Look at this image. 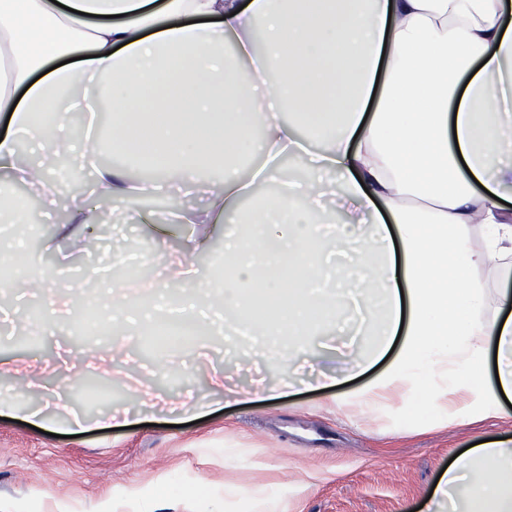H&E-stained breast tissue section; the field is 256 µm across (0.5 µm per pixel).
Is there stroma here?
<instances>
[{
    "instance_id": "1",
    "label": "stroma",
    "mask_w": 512,
    "mask_h": 512,
    "mask_svg": "<svg viewBox=\"0 0 512 512\" xmlns=\"http://www.w3.org/2000/svg\"><path fill=\"white\" fill-rule=\"evenodd\" d=\"M28 221L39 225L25 250L57 273L72 312L53 336L17 340L20 322L40 302L0 269V303L15 320L0 331V363L30 366V374L0 372V512H421L436 483L460 453L492 436L512 437V419L486 420L458 394L452 410L430 409L406 388H390L381 406L358 398L399 355L391 350L367 372L353 375L363 346L353 327L309 337L305 349L222 327L220 308L196 343L161 349L135 328L121 335L86 333V313L104 303L116 257L145 258L152 276L164 273L167 252L195 234L170 225L156 238L134 213L167 218L200 205L197 197L145 195L111 208L97 247L54 239L65 212L46 214L24 186ZM308 363L297 386L279 399L260 394L278 384L286 363ZM45 386L57 405L53 424L36 427L24 412L44 403L27 382ZM120 409L132 424L101 422ZM88 419L69 437V414Z\"/></svg>"
}]
</instances>
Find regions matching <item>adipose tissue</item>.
Masks as SVG:
<instances>
[{"mask_svg":"<svg viewBox=\"0 0 512 512\" xmlns=\"http://www.w3.org/2000/svg\"><path fill=\"white\" fill-rule=\"evenodd\" d=\"M167 77L151 108L141 91ZM113 102V148L145 140L144 163L167 171L205 205L171 212L178 224H223L242 214L224 244V279L195 289L182 316L211 300L251 335L306 339L346 321L354 294L360 335L384 354L403 350L365 388L375 408L387 388L423 385L427 402L449 407L477 395L489 418L512 398V290L484 312L479 271L512 275V0H0V170L66 209L62 237H85L87 200L123 201L165 192V180L132 181L99 163L100 136L86 140L89 199L68 196L46 165L69 155L58 126L37 115L94 112ZM294 107L319 147L306 149L282 119ZM260 128L265 163L251 181L233 164ZM303 161V192L279 183L283 157ZM339 183L342 223L324 224V186ZM254 203L240 213L241 200ZM488 228L484 249L473 226ZM355 253L352 266L322 259V242ZM0 241V263L23 269L50 332L62 294ZM377 277L365 279L366 265ZM458 490L459 512H512V440L458 457L438 485Z\"/></svg>","mask_w":512,"mask_h":512,"instance_id":"adipose-tissue-1","label":"adipose tissue"}]
</instances>
